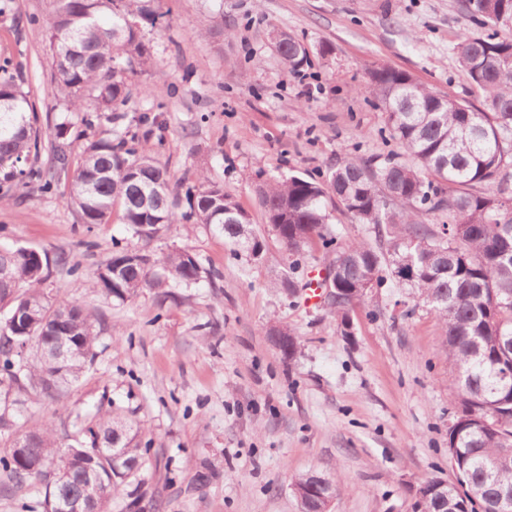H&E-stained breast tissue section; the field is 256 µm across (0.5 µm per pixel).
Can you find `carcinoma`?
I'll list each match as a JSON object with an SVG mask.
<instances>
[{"mask_svg":"<svg viewBox=\"0 0 512 512\" xmlns=\"http://www.w3.org/2000/svg\"><path fill=\"white\" fill-rule=\"evenodd\" d=\"M55 3L48 27L54 81L70 96L72 111L84 113L87 126L119 123L128 96L124 72L151 64L138 23L155 25L156 10L150 0ZM464 7L481 33L462 37L458 61L483 99L482 109L440 96L403 71L376 69L370 83L399 150L384 158H346L324 181L290 176L264 182L257 192L265 223L282 225L275 239L293 257L275 287L295 294L294 270L319 240L325 266L335 268L336 276L327 309L343 335H349L347 322L368 291L389 280L414 289L442 323L459 397L448 427L456 482L443 488L436 479L422 483L416 501L421 512H512L504 498L512 491V379L503 377L512 371V351L502 348L504 337H512V189L501 177L512 166V38L497 31L512 22V0H466ZM270 39L291 71L310 63L295 35L274 29ZM88 96L95 101L92 110ZM27 109L21 80L1 72L0 180L25 179L50 193L57 175L68 170V156L55 145L53 171L28 165L40 150L42 131ZM65 195L83 224H105L117 210L136 235L142 224L156 233L168 224H206L256 261L264 251V241L250 230V215L221 186L186 191L188 210L179 211L165 167L125 133L109 132L85 144ZM332 197L342 212L368 225L373 239L344 242L330 235L326 201ZM444 216L448 222L432 227ZM0 269L9 273V280H0V306L9 307V320L42 338L25 360L13 351L16 329L0 323V471L6 476L0 493L10 496L29 480L43 481L39 507L56 512L61 497L86 492L88 467L104 487L90 510L111 512L113 499L130 497L142 485L147 449L139 426L105 412L63 441L49 422L32 420L23 433L30 440L26 455L15 450L13 418L28 401L59 400L94 361L93 316L77 301L45 295L49 268L39 250L1 248ZM205 273L186 249L155 259L117 251L97 269L93 287L121 302L149 289L162 306L171 299L170 284H196ZM20 284L24 291H14ZM278 330L288 339L280 353L291 360L301 350L296 333L285 325ZM62 332L72 336L75 350L65 363L45 355ZM94 434L102 437L99 447L91 441ZM50 468L67 479L56 482ZM291 489L300 512L326 509L314 472L299 475Z\"/></svg>","mask_w":512,"mask_h":512,"instance_id":"obj_1","label":"carcinoma"}]
</instances>
